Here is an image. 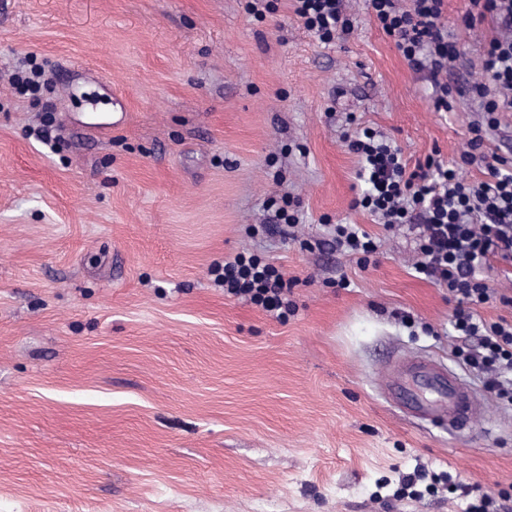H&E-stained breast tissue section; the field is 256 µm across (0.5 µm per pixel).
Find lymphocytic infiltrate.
Here are the masks:
<instances>
[{
	"instance_id": "obj_1",
	"label": "lymphocytic infiltrate",
	"mask_w": 512,
	"mask_h": 512,
	"mask_svg": "<svg viewBox=\"0 0 512 512\" xmlns=\"http://www.w3.org/2000/svg\"><path fill=\"white\" fill-rule=\"evenodd\" d=\"M294 15L324 44L348 36L353 21L343 0H290ZM443 0H411L400 8L397 0H369L378 27L393 38L415 69L427 72L436 94L435 106L450 109L448 85L442 76L461 57L455 41L440 23ZM493 17L502 29L483 48V77L458 87L483 112L482 121L469 127L467 148L460 164L434 157L408 166L401 149L383 134L366 127L345 135L348 150L359 160L358 177L365 189L353 201L385 229L408 227L415 232L420 258L415 271L424 279L446 287L453 302L451 326L462 345L454 353L477 373L496 399L512 405V321L489 322L477 312L491 299L512 307V295L494 294L478 268L496 258L512 261V160L500 157L488 164L486 143L500 121L498 114L512 111V0H468L463 23L474 27ZM487 163L489 178L469 183L460 178L461 166ZM338 250L369 264L379 244L356 224L331 229ZM225 294L248 299L276 317H285L293 305L286 298L288 283L270 260L240 253L225 261L216 277Z\"/></svg>"
}]
</instances>
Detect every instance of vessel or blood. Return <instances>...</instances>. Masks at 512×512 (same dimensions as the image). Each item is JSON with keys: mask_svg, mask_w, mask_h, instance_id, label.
<instances>
[{"mask_svg": "<svg viewBox=\"0 0 512 512\" xmlns=\"http://www.w3.org/2000/svg\"><path fill=\"white\" fill-rule=\"evenodd\" d=\"M383 396L393 408L428 426L458 433L482 422L486 402L441 361L404 355L379 374Z\"/></svg>", "mask_w": 512, "mask_h": 512, "instance_id": "obj_1", "label": "vessel or blood"}]
</instances>
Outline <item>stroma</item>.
I'll list each match as a JSON object with an SVG mask.
<instances>
[{
  "label": "stroma",
  "instance_id": "stroma-1",
  "mask_svg": "<svg viewBox=\"0 0 512 512\" xmlns=\"http://www.w3.org/2000/svg\"><path fill=\"white\" fill-rule=\"evenodd\" d=\"M441 22L481 76L493 19ZM325 45L289 0H0V512H464L456 484L512 495V407L427 431L379 368L454 356L448 291L416 277L413 234L352 208L347 114L408 164L458 160L479 120L437 110L371 16ZM36 59L49 80L21 93ZM126 113L121 126L112 115ZM52 119L59 142L33 136ZM299 204L293 238L272 197ZM378 238L375 263L328 223ZM260 253L292 283L281 321L228 297L215 264ZM349 287H339L340 279ZM419 474L415 492L405 477Z\"/></svg>",
  "mask_w": 512,
  "mask_h": 512
}]
</instances>
